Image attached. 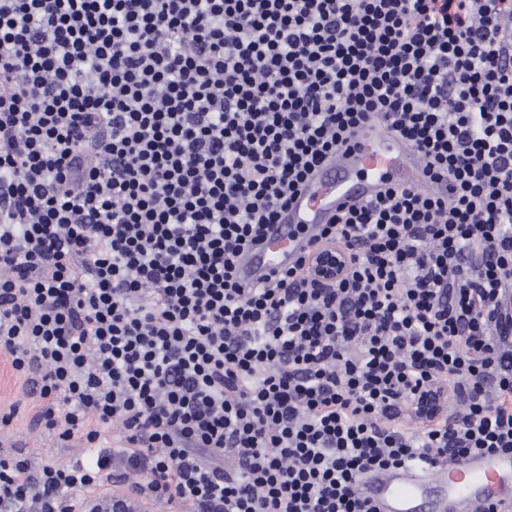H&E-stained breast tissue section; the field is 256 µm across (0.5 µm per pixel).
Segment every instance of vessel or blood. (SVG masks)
I'll list each match as a JSON object with an SVG mask.
<instances>
[{"label": "vessel or blood", "mask_w": 512, "mask_h": 512, "mask_svg": "<svg viewBox=\"0 0 512 512\" xmlns=\"http://www.w3.org/2000/svg\"><path fill=\"white\" fill-rule=\"evenodd\" d=\"M420 165L414 153L372 119L320 166L269 225L263 239L238 260L236 277L265 282L308 253L322 225L345 207L371 200L392 186L414 183ZM363 499L375 512H487L512 505V453L466 458L443 470L377 468L361 481Z\"/></svg>", "instance_id": "obj_1"}]
</instances>
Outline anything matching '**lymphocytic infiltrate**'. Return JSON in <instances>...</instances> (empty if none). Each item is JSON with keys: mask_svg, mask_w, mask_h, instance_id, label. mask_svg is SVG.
<instances>
[{"mask_svg": "<svg viewBox=\"0 0 512 512\" xmlns=\"http://www.w3.org/2000/svg\"><path fill=\"white\" fill-rule=\"evenodd\" d=\"M376 114L425 186L322 229L335 287L241 285ZM0 354L88 450L0 455V512H371V469L512 452V0H0Z\"/></svg>", "mask_w": 512, "mask_h": 512, "instance_id": "1", "label": "lymphocytic infiltrate"}]
</instances>
